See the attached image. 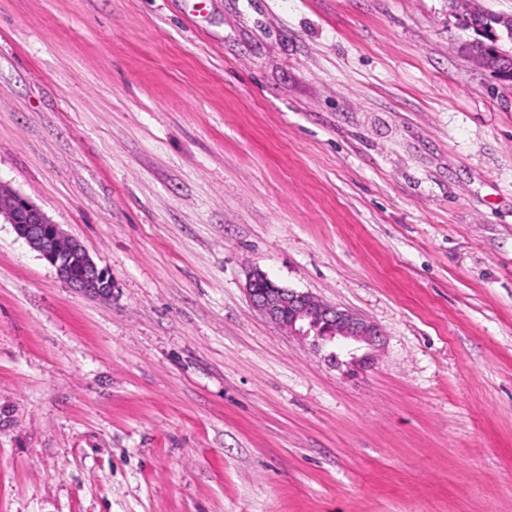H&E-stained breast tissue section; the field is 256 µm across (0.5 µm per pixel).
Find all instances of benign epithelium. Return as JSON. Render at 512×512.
Wrapping results in <instances>:
<instances>
[{
	"mask_svg": "<svg viewBox=\"0 0 512 512\" xmlns=\"http://www.w3.org/2000/svg\"><path fill=\"white\" fill-rule=\"evenodd\" d=\"M505 27L500 31L490 26L494 51L488 55L475 53L477 65L502 81L512 74V54L499 45L501 39L512 41V17L498 20ZM0 217L12 225L16 235L25 240L41 259L53 267L65 283L75 291L88 296H99L111 290L112 282L82 246L67 235L38 206L28 198L12 194L8 199L0 197ZM82 262L83 274L72 275V262ZM247 291L250 300L264 316L289 332L307 337L314 336L336 344V347L351 356V362L360 364L371 359V355L356 356V351L367 346L374 348L379 342L380 331L371 322L349 312L329 305L308 292H300L272 281L263 271L254 269Z\"/></svg>",
	"mask_w": 512,
	"mask_h": 512,
	"instance_id": "obj_1",
	"label": "benign epithelium"
}]
</instances>
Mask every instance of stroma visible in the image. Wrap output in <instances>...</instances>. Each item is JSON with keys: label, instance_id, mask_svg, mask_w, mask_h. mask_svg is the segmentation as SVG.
I'll list each match as a JSON object with an SVG mask.
<instances>
[{"label": "stroma", "instance_id": "obj_1", "mask_svg": "<svg viewBox=\"0 0 512 512\" xmlns=\"http://www.w3.org/2000/svg\"><path fill=\"white\" fill-rule=\"evenodd\" d=\"M512 0H0V512H512ZM374 323L365 366L253 269ZM497 24L503 25L506 30L499 32L492 23L489 24L494 51L490 55L476 51L475 59L481 69L494 74L499 80L511 83L508 74H512V55L503 51L499 42L504 37L512 41V17L500 19ZM0 217L11 224L16 235L38 252L59 278L75 291L99 296L111 290L112 280L101 281L107 278L82 244L67 235L28 198L12 194L5 200L0 191ZM75 259L82 262L83 274L78 267L74 271L80 277H74L71 272Z\"/></svg>", "mask_w": 512, "mask_h": 512}]
</instances>
